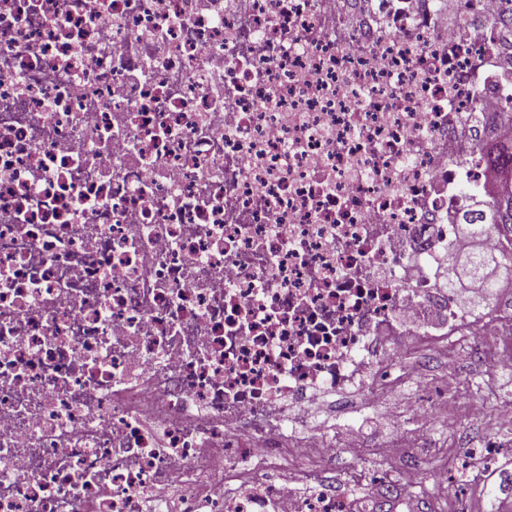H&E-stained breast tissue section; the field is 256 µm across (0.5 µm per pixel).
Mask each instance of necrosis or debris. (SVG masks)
Returning a JSON list of instances; mask_svg holds the SVG:
<instances>
[{
	"instance_id": "4bbe7bcc",
	"label": "necrosis or debris",
	"mask_w": 512,
	"mask_h": 512,
	"mask_svg": "<svg viewBox=\"0 0 512 512\" xmlns=\"http://www.w3.org/2000/svg\"><path fill=\"white\" fill-rule=\"evenodd\" d=\"M505 0H0V512H350L336 395L512 334L442 288L512 196ZM468 221L465 224L481 235L489 229L496 230L500 234H512V200L502 202L495 199L488 210V222L474 224L471 220Z\"/></svg>"
}]
</instances>
